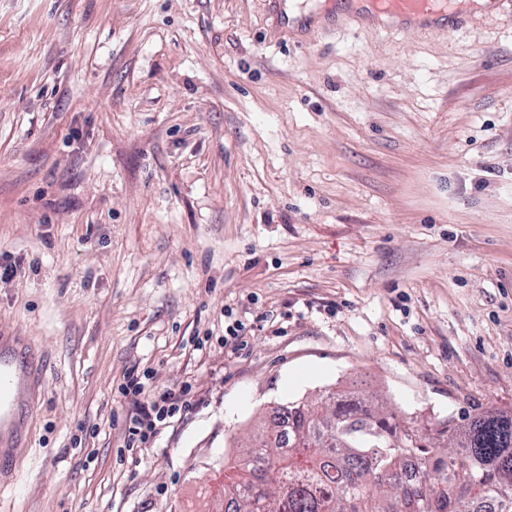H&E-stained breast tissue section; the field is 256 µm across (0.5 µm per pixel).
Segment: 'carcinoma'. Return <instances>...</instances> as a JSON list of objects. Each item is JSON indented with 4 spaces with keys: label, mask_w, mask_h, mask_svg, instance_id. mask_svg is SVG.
<instances>
[{
    "label": "carcinoma",
    "mask_w": 512,
    "mask_h": 512,
    "mask_svg": "<svg viewBox=\"0 0 512 512\" xmlns=\"http://www.w3.org/2000/svg\"><path fill=\"white\" fill-rule=\"evenodd\" d=\"M272 413L288 432L260 424L224 461V512H501L512 497L511 410L425 425L357 387Z\"/></svg>",
    "instance_id": "1"
}]
</instances>
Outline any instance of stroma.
Here are the masks:
<instances>
[{"label": "stroma", "instance_id": "1", "mask_svg": "<svg viewBox=\"0 0 512 512\" xmlns=\"http://www.w3.org/2000/svg\"><path fill=\"white\" fill-rule=\"evenodd\" d=\"M0 334L36 369L0 512H212L277 404L512 409V17L0 0ZM191 408L125 446L137 400ZM353 6L349 11L361 22L407 31L451 32L463 20L455 16L448 22L447 1L444 0H336ZM283 9V10H282ZM282 25L285 29H305L309 32H315L314 20L315 14H305L303 11L292 12L282 7L280 9Z\"/></svg>", "mask_w": 512, "mask_h": 512}]
</instances>
